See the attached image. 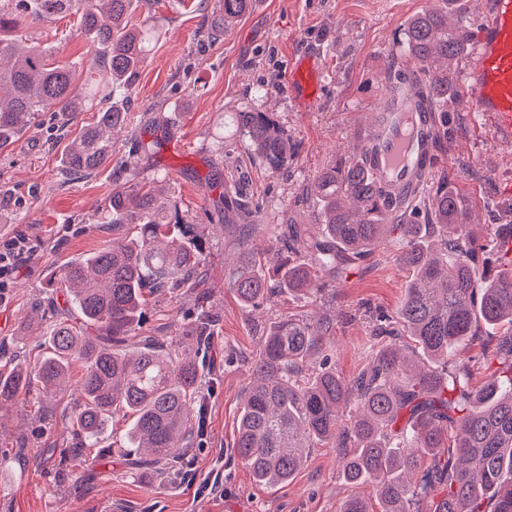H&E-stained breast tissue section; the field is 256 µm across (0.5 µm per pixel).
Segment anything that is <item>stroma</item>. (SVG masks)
<instances>
[{
  "instance_id": "35a3bbf8",
  "label": "stroma",
  "mask_w": 512,
  "mask_h": 512,
  "mask_svg": "<svg viewBox=\"0 0 512 512\" xmlns=\"http://www.w3.org/2000/svg\"><path fill=\"white\" fill-rule=\"evenodd\" d=\"M445 0H251L248 13L227 33L212 35L213 0H140L131 21L153 29L152 50L130 98L131 123L124 138H139L152 150L141 156L140 178L160 186L193 224L209 234L204 285L151 298L143 326L167 351L185 354V315L198 291H206L217 325L206 353L215 387L208 400L203 441L187 452L189 478L165 465L134 468L118 448L128 420L110 419L100 440L105 457L73 455L78 440L68 417L79 400L81 361L71 365L67 391L25 405L0 407V512H99L111 502L116 512H339L353 496L373 499L371 485H350L339 474L336 449L310 450L306 463L282 486L257 483L234 453L238 417L250 378V359L262 332L277 319L329 317L332 328L318 360L345 379L368 361L378 314L395 316L409 273L400 261L399 231L339 275H327L317 301L301 303L274 295L254 312L231 290L225 259L238 242L224 230L226 197L242 191L261 210L253 219L252 243L273 245L277 225L295 218L306 224L315 207L309 190L318 171L359 158L367 128L387 90L388 74L422 66L401 45L409 20ZM23 38L50 44L60 62L87 52L73 18L24 22ZM313 53L320 61V93L313 111L295 105L288 87L291 57ZM447 133L437 134V166L430 180L447 181L469 205L479 243L496 228L512 224V149L500 146L463 92L443 106ZM243 112H270L293 147L286 169L272 171L242 130ZM89 107L70 122L39 121L0 152V241L23 235L39 244L23 259L0 296V356L36 362L63 295L52 276L71 260L112 241L108 204L112 168L63 182L61 157L67 141L96 119ZM179 150L167 152L171 141ZM496 326H481L457 349L472 361L471 387H479L498 364L491 360ZM212 491H204V484Z\"/></svg>"
}]
</instances>
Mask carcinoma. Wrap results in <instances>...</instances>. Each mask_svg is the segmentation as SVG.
I'll use <instances>...</instances> for the list:
<instances>
[{
	"instance_id": "obj_1",
	"label": "carcinoma",
	"mask_w": 512,
	"mask_h": 512,
	"mask_svg": "<svg viewBox=\"0 0 512 512\" xmlns=\"http://www.w3.org/2000/svg\"><path fill=\"white\" fill-rule=\"evenodd\" d=\"M0 8V30L31 18L52 22L77 17L91 48L78 62L60 64L48 44L0 38V150L32 122L50 112L74 116L95 99L104 102L97 121L82 127L64 148L62 173L88 177L116 154V133L130 113L116 104L140 74L148 39L129 23L132 0H12ZM428 9L404 32L410 55L432 66L427 81L412 89L429 105L455 93L452 63L468 49L455 3ZM249 0H222L211 30L221 34L248 10ZM88 73L77 79V69ZM239 120L257 154L278 171L288 166V139L268 112H242ZM318 208L310 224H296L276 248L250 243L252 225L240 227L244 245L228 269L240 304L257 308L281 288L306 300L322 291L317 271L339 273L353 258L378 244L390 215L424 207L431 223L395 224L406 247L409 270L398 327L379 325L365 367L348 381L326 366H311L331 322L284 318L261 337L238 424L235 448L253 479L285 484L307 458L306 449L329 444L349 484L372 482L382 512H413L419 495L411 482L418 458L430 456L443 496L433 512H512V331L495 357L506 374L468 390V365L448 370V357L479 323L512 326V261L479 275L478 244L457 193L441 184L406 205L394 203L364 159L327 166L316 176ZM109 223L120 235L88 258L63 266L54 276L66 296L47 338L48 354L33 365H0V405L67 385L70 360L83 363L81 401L70 420L83 448H96L109 418L133 415L126 439L130 454L153 463L174 462L187 443L203 434L205 392L196 360L174 356L141 332L146 291L171 293L193 285L206 263L201 225L191 224L177 204L131 173L112 189ZM453 237H448V230ZM213 329L212 309L200 305L182 335L195 345ZM413 340L425 362L406 366L397 347Z\"/></svg>"
}]
</instances>
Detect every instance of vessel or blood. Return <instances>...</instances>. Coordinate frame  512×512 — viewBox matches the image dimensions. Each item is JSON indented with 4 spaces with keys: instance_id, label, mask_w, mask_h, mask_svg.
<instances>
[{
    "instance_id": "1",
    "label": "vessel or blood",
    "mask_w": 512,
    "mask_h": 512,
    "mask_svg": "<svg viewBox=\"0 0 512 512\" xmlns=\"http://www.w3.org/2000/svg\"><path fill=\"white\" fill-rule=\"evenodd\" d=\"M484 25L474 34L465 86L467 97L497 143L512 148V0H484ZM290 87L298 106L312 111L319 91L317 59L292 58ZM436 116L412 94L388 95L370 129L366 161L374 176L400 197L418 192L429 168L422 159L433 156Z\"/></svg>"
}]
</instances>
